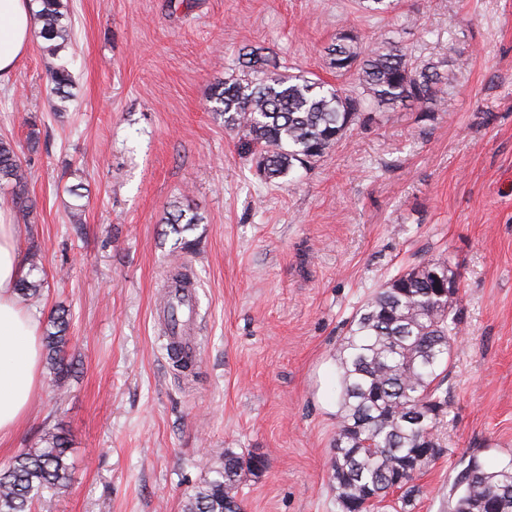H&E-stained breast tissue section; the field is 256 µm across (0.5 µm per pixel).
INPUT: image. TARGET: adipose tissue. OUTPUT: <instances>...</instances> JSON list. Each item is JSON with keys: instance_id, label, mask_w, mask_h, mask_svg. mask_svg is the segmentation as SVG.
<instances>
[{"instance_id": "obj_1", "label": "adipose tissue", "mask_w": 512, "mask_h": 512, "mask_svg": "<svg viewBox=\"0 0 512 512\" xmlns=\"http://www.w3.org/2000/svg\"><path fill=\"white\" fill-rule=\"evenodd\" d=\"M33 0H0V78L8 76L28 48ZM26 227L0 211V441L19 429L40 384L38 315L17 293L29 276L21 256Z\"/></svg>"}]
</instances>
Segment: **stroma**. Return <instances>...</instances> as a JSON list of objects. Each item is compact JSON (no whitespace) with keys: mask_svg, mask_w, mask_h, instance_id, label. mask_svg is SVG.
<instances>
[{"mask_svg":"<svg viewBox=\"0 0 512 512\" xmlns=\"http://www.w3.org/2000/svg\"><path fill=\"white\" fill-rule=\"evenodd\" d=\"M74 96L57 116L32 39L0 81V136L20 146L35 204L21 243L44 281L36 310L70 312L66 359L41 386L0 467L45 431L71 440L53 512H183L225 451L264 458L243 512H338L336 355L361 302L446 256L461 333L449 366L441 457L412 512H451L464 454L512 458V0H67ZM341 32L393 36L451 75L436 112H376L315 164L268 182L254 147L207 100L242 48L327 83ZM39 142L28 150L27 135ZM83 185L81 210L68 189ZM186 232L198 357L176 374L155 314ZM177 203H181L180 201L174 202L172 211L167 212L168 216L164 217V224H171L174 233L177 235H181V238L177 239L175 248L178 249H186L190 242L182 237V234L188 231H192L197 224H200L203 220V217L199 215L197 212L193 211L189 204L187 205H177ZM181 245V246H180Z\"/></svg>","mask_w":512,"mask_h":512,"instance_id":"1","label":"stroma"}]
</instances>
